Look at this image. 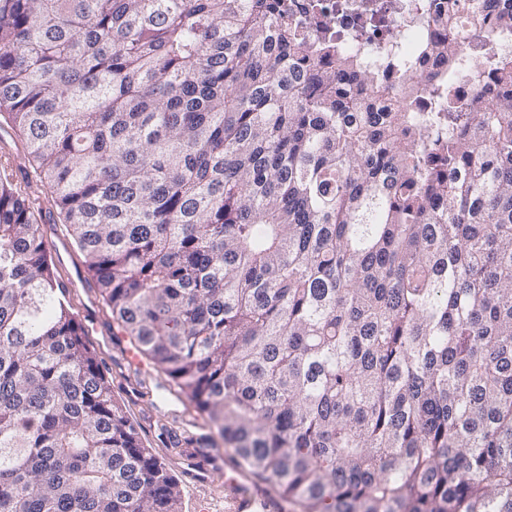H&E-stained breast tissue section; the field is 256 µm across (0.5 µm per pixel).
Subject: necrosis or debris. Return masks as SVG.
<instances>
[{
  "mask_svg": "<svg viewBox=\"0 0 512 512\" xmlns=\"http://www.w3.org/2000/svg\"><path fill=\"white\" fill-rule=\"evenodd\" d=\"M304 35L329 37L359 57L389 64L384 83L392 102L413 110L424 106L441 68L430 45L456 39L462 66L477 68L492 58L512 60V37L487 40L471 25L484 0H289Z\"/></svg>",
  "mask_w": 512,
  "mask_h": 512,
  "instance_id": "4bbe7bcc",
  "label": "necrosis or debris"
}]
</instances>
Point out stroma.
Listing matches in <instances>:
<instances>
[{
	"instance_id": "1",
	"label": "stroma",
	"mask_w": 512,
	"mask_h": 512,
	"mask_svg": "<svg viewBox=\"0 0 512 512\" xmlns=\"http://www.w3.org/2000/svg\"><path fill=\"white\" fill-rule=\"evenodd\" d=\"M1 156L10 158L15 184L35 199L42 211L41 231L51 246L56 274L67 286V299L85 330L89 348L105 370L115 398L125 404L144 445L164 458L178 477L182 512H222L223 480L204 483L191 479L186 473L187 461L166 448L159 437V423L184 428L200 419V412L184 407L168 391L167 376L147 359H130L132 346L127 340L114 339L112 313L97 290L82 254L61 224L49 190L36 181L21 136L0 123Z\"/></svg>"
}]
</instances>
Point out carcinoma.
Here are the masks:
<instances>
[{
	"mask_svg": "<svg viewBox=\"0 0 512 512\" xmlns=\"http://www.w3.org/2000/svg\"><path fill=\"white\" fill-rule=\"evenodd\" d=\"M435 51L388 112L288 0H0V119L119 333L305 512H512V65L463 118ZM2 168L0 512H182Z\"/></svg>",
	"mask_w": 512,
	"mask_h": 512,
	"instance_id": "1",
	"label": "carcinoma"
}]
</instances>
